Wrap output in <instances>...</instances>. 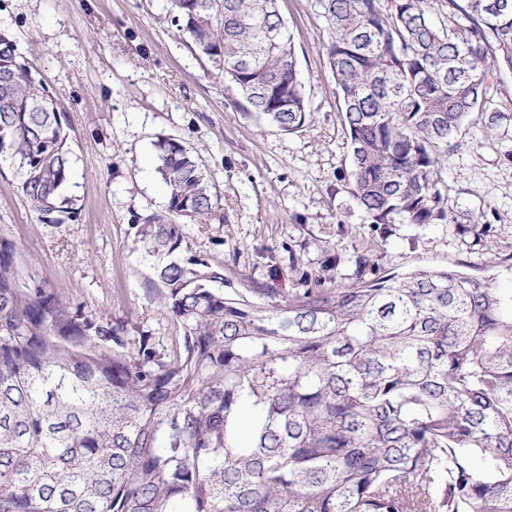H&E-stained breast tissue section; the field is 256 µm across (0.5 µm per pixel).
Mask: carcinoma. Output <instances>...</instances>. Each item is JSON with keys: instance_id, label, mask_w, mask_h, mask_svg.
Returning a JSON list of instances; mask_svg holds the SVG:
<instances>
[{"instance_id": "1", "label": "carcinoma", "mask_w": 512, "mask_h": 512, "mask_svg": "<svg viewBox=\"0 0 512 512\" xmlns=\"http://www.w3.org/2000/svg\"><path fill=\"white\" fill-rule=\"evenodd\" d=\"M275 0H170L180 34L286 134L313 121ZM312 0L330 30L349 194L371 224H459L440 183L489 71L512 70V0ZM0 159L59 211L72 175L57 101L0 38ZM167 211L135 225L182 332L148 334L23 281L0 239V512H512V289L455 269L378 273L261 302L224 267L180 257L177 218L213 184L178 140L155 143Z\"/></svg>"}]
</instances>
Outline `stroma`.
<instances>
[{"label": "stroma", "instance_id": "1", "mask_svg": "<svg viewBox=\"0 0 512 512\" xmlns=\"http://www.w3.org/2000/svg\"><path fill=\"white\" fill-rule=\"evenodd\" d=\"M279 6L314 115L293 134L244 108L239 89L180 37L166 0H0V32L63 105L72 147L65 195L76 213L60 224L43 221L0 166V237L15 244L25 279L170 345L180 330L132 240L138 217L166 211L154 152L174 138L212 176L218 199L212 219L183 218L184 254L222 265L246 295L281 301L321 276L343 282L359 251L384 274L453 267L512 286V71L492 72L500 120L472 115L442 172L449 215L489 225L482 241L445 224H369L347 192L326 23L311 0ZM334 255L339 266L327 268Z\"/></svg>", "mask_w": 512, "mask_h": 512}]
</instances>
